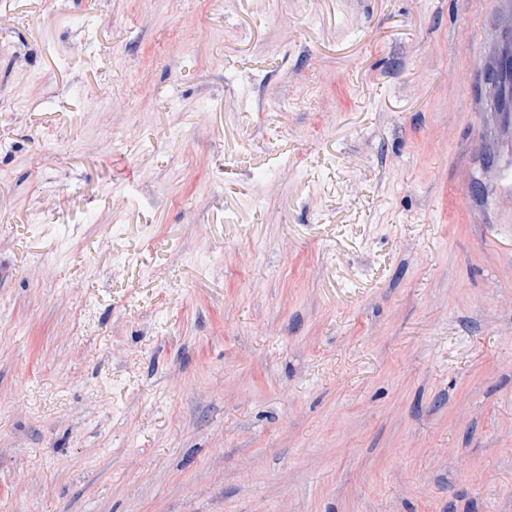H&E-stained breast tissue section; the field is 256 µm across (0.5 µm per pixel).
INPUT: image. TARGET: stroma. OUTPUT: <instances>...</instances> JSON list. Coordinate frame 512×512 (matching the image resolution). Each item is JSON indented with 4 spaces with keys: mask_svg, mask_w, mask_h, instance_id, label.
I'll list each match as a JSON object with an SVG mask.
<instances>
[{
    "mask_svg": "<svg viewBox=\"0 0 512 512\" xmlns=\"http://www.w3.org/2000/svg\"><path fill=\"white\" fill-rule=\"evenodd\" d=\"M504 0H0V512H512Z\"/></svg>",
    "mask_w": 512,
    "mask_h": 512,
    "instance_id": "1",
    "label": "stroma"
}]
</instances>
